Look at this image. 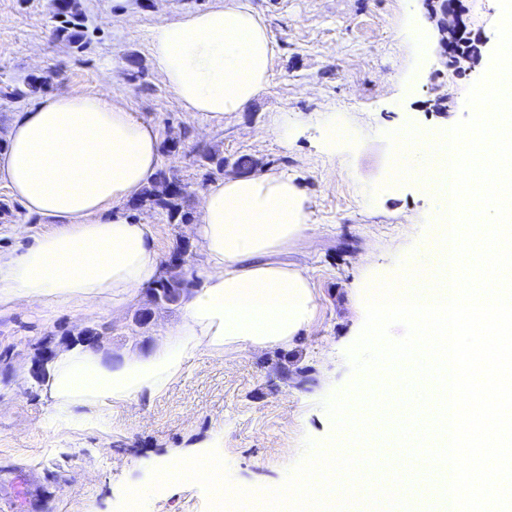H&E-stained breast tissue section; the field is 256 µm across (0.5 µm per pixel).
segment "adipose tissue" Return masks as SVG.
<instances>
[{
	"instance_id": "adipose-tissue-1",
	"label": "adipose tissue",
	"mask_w": 512,
	"mask_h": 512,
	"mask_svg": "<svg viewBox=\"0 0 512 512\" xmlns=\"http://www.w3.org/2000/svg\"><path fill=\"white\" fill-rule=\"evenodd\" d=\"M276 49L247 0L156 25L152 65L185 111L211 120L239 112L265 88ZM0 153V180L23 209L46 221L23 252L0 251V309L35 306L52 320L95 306L120 313L161 276L151 225L134 224L121 204L159 165V130L115 97L78 90L44 97L16 113ZM307 200L284 173L228 176L202 195L195 234L199 284L179 324L161 331L149 354L119 357L85 346L61 349L47 370L48 420L79 408L106 428L116 407L163 394L192 359L225 348L287 345L307 328L314 296L304 269L277 261L307 230ZM220 453L168 458L169 482L221 477Z\"/></svg>"
}]
</instances>
